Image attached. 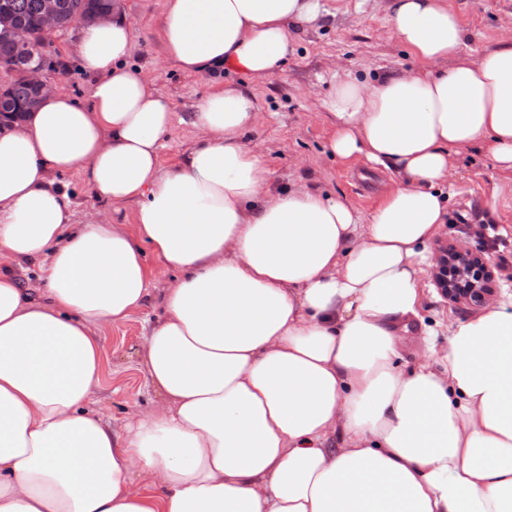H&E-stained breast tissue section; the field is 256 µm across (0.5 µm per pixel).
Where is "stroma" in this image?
<instances>
[{
	"instance_id": "obj_1",
	"label": "stroma",
	"mask_w": 512,
	"mask_h": 512,
	"mask_svg": "<svg viewBox=\"0 0 512 512\" xmlns=\"http://www.w3.org/2000/svg\"><path fill=\"white\" fill-rule=\"evenodd\" d=\"M327 15L317 26L298 32L287 59L266 82L254 85L261 123L249 131L245 142L261 151L273 186L304 184L310 189L351 203L361 217H369L385 186L395 180L392 172L373 168L366 161L332 159L326 145L332 129L318 107L331 90V75L339 72L359 79L376 80L393 68L419 69V62L392 36L386 0H322ZM467 31L464 53L480 55L494 47L504 26H512V0H448ZM164 0H123L133 29L135 51L132 67L149 73L155 88L171 103L177 117L161 151L163 168L182 164L196 146L194 131L183 122L194 106L223 84H243L238 70L225 67L209 75H188L167 65L156 34ZM80 30L72 25L53 34L50 51L54 66L45 79L60 86L82 104H90L92 79L72 52ZM454 191L448 222L440 241L430 242L436 255L439 242L482 253L492 273L497 298L512 293V235L488 241L474 230L484 221L512 226V195L502 194L495 209L486 201L494 185L512 178L493 168L484 148L473 146L454 156ZM174 273H157L151 282L150 300L127 321L102 329L104 369L94 410L121 430L136 415L161 409L163 402L148 385L142 365V336L164 312V294ZM424 284L431 294L424 319L437 326L439 344H446L447 326L454 318L471 314L470 306L448 302L434 291L432 274Z\"/></svg>"
}]
</instances>
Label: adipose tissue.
<instances>
[{"label":"adipose tissue","instance_id":"1","mask_svg":"<svg viewBox=\"0 0 512 512\" xmlns=\"http://www.w3.org/2000/svg\"><path fill=\"white\" fill-rule=\"evenodd\" d=\"M386 9L421 70L340 78L320 102L331 156L399 175L366 219L271 188L242 140L262 114L237 85L196 105L198 146L162 168L175 114L129 64L122 0L80 30L91 105L53 90L0 129V512H512V301L452 320L441 347L422 286L453 155L480 145L512 174V29L472 57L447 0ZM325 15L321 0H164L157 35L185 73L258 82ZM63 173L136 204L134 226L73 223ZM148 252L177 274L141 345L166 407L120 432L90 408L99 332L147 304Z\"/></svg>","mask_w":512,"mask_h":512}]
</instances>
